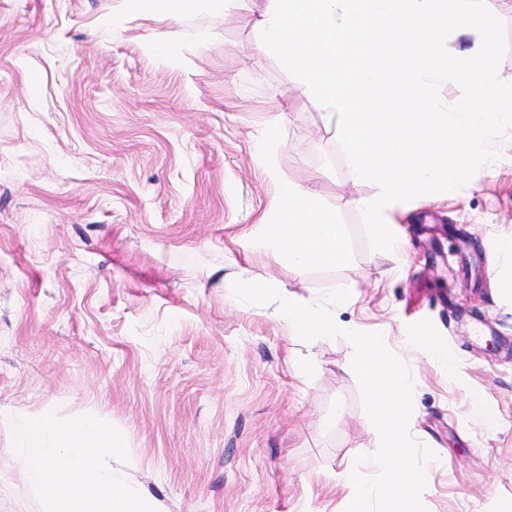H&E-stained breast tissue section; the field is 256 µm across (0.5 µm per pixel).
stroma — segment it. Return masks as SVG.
<instances>
[{
  "label": "stroma",
  "instance_id": "stroma-1",
  "mask_svg": "<svg viewBox=\"0 0 512 512\" xmlns=\"http://www.w3.org/2000/svg\"><path fill=\"white\" fill-rule=\"evenodd\" d=\"M258 37L238 11L169 24L120 0H0V512H42L9 420L46 409L117 427L130 460L110 468L163 512H344L379 446L349 341L295 339L276 304L224 296L239 267L277 270L240 234L276 195L253 144L280 118V178L353 236L349 265L292 292L349 288L337 321L408 355L411 435L437 455L427 512H512V142L476 188L399 216L407 270L388 277L346 204L370 186ZM422 330L454 371L410 349Z\"/></svg>",
  "mask_w": 512,
  "mask_h": 512
}]
</instances>
